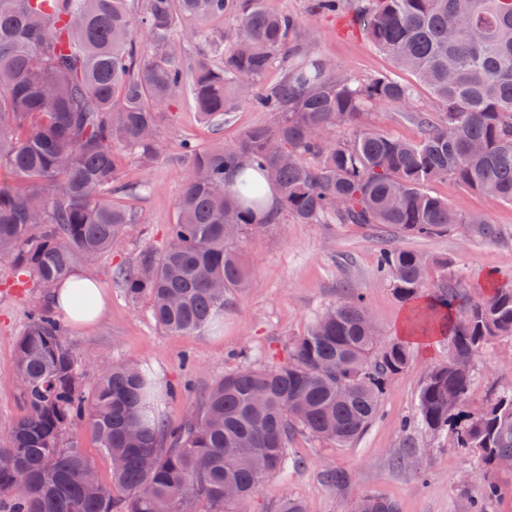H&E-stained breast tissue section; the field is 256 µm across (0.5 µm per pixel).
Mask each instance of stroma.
<instances>
[{
    "label": "stroma",
    "instance_id": "1",
    "mask_svg": "<svg viewBox=\"0 0 512 512\" xmlns=\"http://www.w3.org/2000/svg\"><path fill=\"white\" fill-rule=\"evenodd\" d=\"M261 2L267 10L295 16L300 25L294 42L330 59L336 71L360 80L388 75L412 82L410 72L398 68L362 32L348 28L345 20L312 15L310 0ZM433 107L429 91L419 86L408 102L369 107L360 127L416 141L422 134L416 115ZM270 119V113L243 102L217 129L200 119L188 95L162 107L157 136L166 148L164 160L146 165L130 156L122 168L124 182L148 187L131 202L136 223L127 226L111 250L77 265L105 289L110 301L97 324L67 328L66 340L86 377L94 378L106 356L137 361L157 383L160 418L172 425L183 421L225 374L286 362L292 342L350 294L363 295L382 343L399 341L406 306L379 272L384 248L397 246L426 258L427 294L447 272L470 300L487 297L493 286H512V206L440 179L428 185V192L446 199L463 218L448 232L393 237L362 224H270L237 241L246 268L244 286L226 297L224 313L212 325L190 336L157 325L149 301L128 300L112 270L134 261L142 249L164 244L189 174L179 156L181 141L193 140L203 149L218 139L230 144ZM357 128L344 125L333 136L346 140ZM480 220L495 228V238L479 232ZM43 300L41 288L14 285L12 262L0 257V438L22 412L17 342L29 311ZM410 351L408 368L388 384L378 417L356 441L341 448L296 433L284 465L265 479L240 512H278L288 496L301 499L307 512H352L354 502L367 494L394 500L399 512H472L478 485L471 476L480 469L478 461L454 448L449 436L431 434L414 422L422 378L430 365L447 359L448 345L438 337L411 345ZM510 388L512 340L497 338L474 362L471 409L480 410L491 394ZM336 471L344 474V482L327 481V474Z\"/></svg>",
    "mask_w": 512,
    "mask_h": 512
}]
</instances>
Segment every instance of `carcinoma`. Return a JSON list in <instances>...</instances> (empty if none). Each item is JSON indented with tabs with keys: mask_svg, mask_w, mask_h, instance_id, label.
Listing matches in <instances>:
<instances>
[{
	"mask_svg": "<svg viewBox=\"0 0 512 512\" xmlns=\"http://www.w3.org/2000/svg\"><path fill=\"white\" fill-rule=\"evenodd\" d=\"M312 0L318 17H348L397 67L428 88L436 109L417 116L418 141L369 130L339 142L338 126L361 122L369 105L405 103L414 87L390 76H336L326 59L297 49L276 85L259 81L296 28L261 0H0V255L16 284L45 291L76 262L104 253L127 224L140 185L121 181L129 153L163 157L159 107L182 92L213 126L244 101L274 113L232 145L181 144L189 176L166 244L116 271L125 296L151 304L162 328L190 336L242 287L236 239L282 218L300 224H363L430 237L463 220L426 191L450 178L512 204V0ZM235 22L233 48L209 28ZM202 41L187 69L176 41L184 22ZM279 190L264 210L263 182ZM382 273L410 304L413 330L444 331L448 360L427 372L417 422L448 431L485 467L474 512L500 493L498 463L512 458V389L470 409L473 362L496 338L512 339V288L462 306L457 280L443 277L423 303L419 254L390 247ZM365 300L331 306L291 344L288 361L244 367L170 426L151 417L150 380L140 365L109 362L86 392L77 353L52 308L31 310L16 351L23 411L0 441V512H207L248 500L283 465L296 432L353 443L375 420L383 391L409 366L403 342L379 344L365 327ZM86 423L109 457L112 477L71 434ZM367 512H398L379 495Z\"/></svg>",
	"mask_w": 512,
	"mask_h": 512,
	"instance_id": "1",
	"label": "carcinoma"
}]
</instances>
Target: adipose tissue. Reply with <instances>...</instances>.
<instances>
[{
    "mask_svg": "<svg viewBox=\"0 0 512 512\" xmlns=\"http://www.w3.org/2000/svg\"><path fill=\"white\" fill-rule=\"evenodd\" d=\"M53 306L66 321L89 326L105 312L108 299L99 284L92 278L77 273L51 292Z\"/></svg>",
    "mask_w": 512,
    "mask_h": 512,
    "instance_id": "obj_1",
    "label": "adipose tissue"
}]
</instances>
